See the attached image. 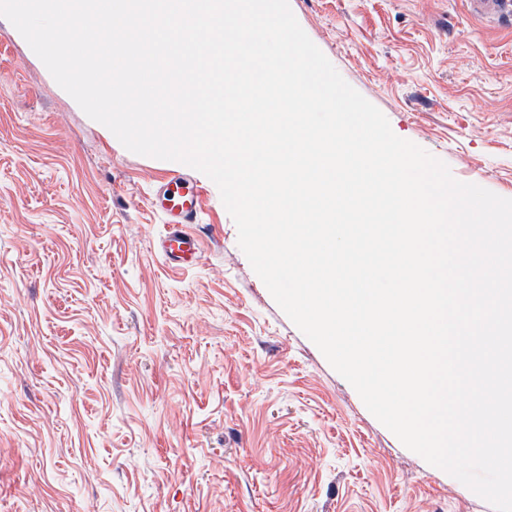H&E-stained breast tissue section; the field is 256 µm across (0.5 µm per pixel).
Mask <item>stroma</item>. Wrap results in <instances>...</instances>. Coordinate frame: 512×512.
<instances>
[{"label": "stroma", "mask_w": 512, "mask_h": 512, "mask_svg": "<svg viewBox=\"0 0 512 512\" xmlns=\"http://www.w3.org/2000/svg\"><path fill=\"white\" fill-rule=\"evenodd\" d=\"M289 0L393 132L512 198V11ZM203 183L196 267L149 198ZM0 512H494L276 304L217 186L107 137L0 20Z\"/></svg>", "instance_id": "35a3bbf8"}]
</instances>
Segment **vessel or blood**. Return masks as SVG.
<instances>
[{
  "mask_svg": "<svg viewBox=\"0 0 512 512\" xmlns=\"http://www.w3.org/2000/svg\"><path fill=\"white\" fill-rule=\"evenodd\" d=\"M200 188L190 177L175 173L150 199L151 207L162 213L167 224L157 249L167 267L181 269L198 262L201 246L189 229L200 211Z\"/></svg>",
  "mask_w": 512,
  "mask_h": 512,
  "instance_id": "vessel-or-blood-1",
  "label": "vessel or blood"
}]
</instances>
